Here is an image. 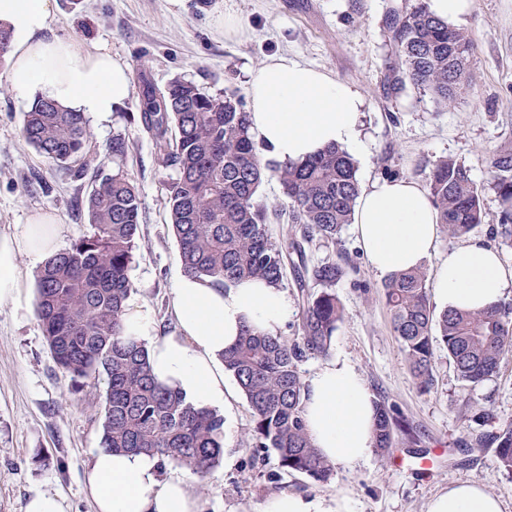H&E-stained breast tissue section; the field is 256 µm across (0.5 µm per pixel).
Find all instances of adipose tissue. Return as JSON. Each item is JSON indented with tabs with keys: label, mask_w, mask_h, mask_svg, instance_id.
Segmentation results:
<instances>
[{
	"label": "adipose tissue",
	"mask_w": 512,
	"mask_h": 512,
	"mask_svg": "<svg viewBox=\"0 0 512 512\" xmlns=\"http://www.w3.org/2000/svg\"><path fill=\"white\" fill-rule=\"evenodd\" d=\"M51 0H0V25L12 35L9 81L15 92H40L65 107L103 117L131 90L129 69L95 44L47 35ZM250 131L267 161H300L332 146L365 150L361 122L364 99L332 73L276 54L248 71ZM353 223L371 267L382 276L422 266L437 241L436 210L419 184L383 178L365 187ZM64 227L38 214L0 236V301L22 313L32 293L17 265L56 253ZM512 287V269L499 254L474 239L452 249L438 268L432 294L444 308L480 310L500 303ZM175 328L157 327L150 307L128 300L125 335L144 343L157 381L183 393L199 408L223 412L226 400L221 356L241 330L276 335L288 321L283 289L246 281L222 289L206 277L181 275L174 287ZM304 418L316 447L336 465L350 467L372 446L374 407L362 376L345 362H330L310 379ZM189 471L166 472L145 453H92L86 484L95 512H203ZM428 512H502L501 502L476 483H460L437 496Z\"/></svg>",
	"instance_id": "obj_1"
}]
</instances>
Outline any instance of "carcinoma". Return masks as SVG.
Here are the masks:
<instances>
[{"label":"carcinoma","mask_w":512,"mask_h":512,"mask_svg":"<svg viewBox=\"0 0 512 512\" xmlns=\"http://www.w3.org/2000/svg\"><path fill=\"white\" fill-rule=\"evenodd\" d=\"M403 78L448 106L474 80L470 61L475 45L468 35L436 18L426 0L409 12H393L388 22ZM136 107L143 131L155 142L159 162L177 177L167 186L168 220L184 273L204 276L224 288L248 279L283 286L285 259L298 281L322 289L303 298L297 337L243 330L224 351V370L236 380L252 413L247 441L250 466L273 450L277 468L297 473L315 485L329 483L334 464L314 446L303 418L306 385L299 363L325 357L345 309L332 291L347 273L346 263L326 261L312 268L303 243L336 241L352 223L361 192L357 164L346 150L331 147L300 162L265 163L250 133L249 112L233 94L206 95L191 81L175 80L161 91L140 80ZM21 136L49 163L88 180L80 213L89 235L48 259L36 274V310L46 345L74 392L106 377L102 447L115 452H145L203 478L220 462L224 417L198 409L181 392L158 384L144 345L122 334L124 303L134 291L129 270L140 239L142 200L132 176L119 167L110 174L89 172L85 161L92 131L82 112L43 97L25 112ZM490 187L500 204L501 238L512 241V151L490 158ZM275 177L285 203L261 204L262 183ZM426 188L438 224L460 238L484 223V189L453 160L435 162ZM299 224L302 240L272 241L268 224ZM423 268L398 272L381 285L410 372L418 386L433 384L434 342L448 351L458 376L474 386L497 372L512 353V306L499 303L484 311H436ZM373 445L386 459L393 453L394 428L401 426L384 401L374 403ZM500 472L512 475V424L492 434Z\"/></svg>","instance_id":"1"}]
</instances>
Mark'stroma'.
Returning <instances> with one entry per match:
<instances>
[{
  "label": "stroma",
  "instance_id": "1",
  "mask_svg": "<svg viewBox=\"0 0 512 512\" xmlns=\"http://www.w3.org/2000/svg\"><path fill=\"white\" fill-rule=\"evenodd\" d=\"M415 0H52L48 32L104 45L125 62L130 77L145 75L157 88L176 78L194 82L209 95L229 90L246 96V72L267 57L285 54L336 75L365 100L367 151L358 159V178L424 183L431 165L450 159L466 167L485 189V222L477 238L499 251L512 267V246L493 235L499 202L490 190L489 158L512 149V0H473L459 22L475 43L471 88L447 108L432 95L397 84L400 60L387 33L390 11ZM234 15L248 32L228 40L217 23ZM33 95L17 94L0 64V235L36 213L56 215L66 226L60 242L69 248L88 234L77 219L76 202L89 185L51 166L20 134ZM136 97L104 120L90 118L91 167L112 173L124 167L142 198L141 232L129 271L133 299L149 305L160 326H174L173 284L182 274L179 247L168 222L167 185L176 178L158 162V150L136 121ZM132 147L124 161L109 147L116 135ZM309 264L345 256L351 264L335 292L345 316L332 338L328 358L299 365L310 379L326 359L349 362L363 377L373 400L386 401L405 420L390 459L377 454L339 466L331 483L310 485L299 474L276 482L257 478L245 446L251 410L238 385H231V411L224 418V456L217 468L195 478L204 512H260L271 496L301 494L328 501L347 497L352 512H427L449 486L472 482L497 496L512 512V478L498 469L495 447H469L473 435L512 422V354L479 386L462 381L442 343H435L434 382L422 391L393 334L378 291L383 282L369 265L353 225L335 242L315 241ZM70 382L57 368L37 315L16 314L0 301V512H24L28 498L48 491L63 496L67 512H94L85 471L100 446L104 387L74 401ZM46 464H38L40 456Z\"/></svg>",
  "mask_w": 512,
  "mask_h": 512
}]
</instances>
